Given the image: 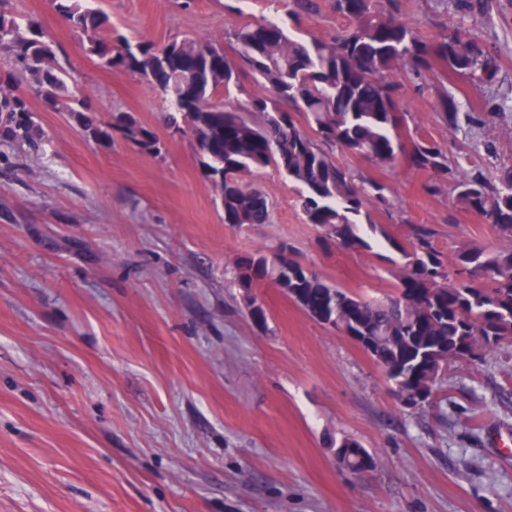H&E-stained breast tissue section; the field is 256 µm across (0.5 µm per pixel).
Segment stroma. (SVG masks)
<instances>
[{"label":"stroma","instance_id":"35a3bbf8","mask_svg":"<svg viewBox=\"0 0 512 512\" xmlns=\"http://www.w3.org/2000/svg\"><path fill=\"white\" fill-rule=\"evenodd\" d=\"M112 29L163 45L223 44L233 28L287 20L282 0H92ZM428 37L464 28L498 57L493 86L441 67L407 83L412 135L495 173L512 162V0L473 15L459 0H399ZM38 21L66 55L70 94L103 120L128 112L153 128L161 154L120 133L102 144L67 112L30 105L39 150L0 142V512H512V342L482 363H453L439 402L401 406L351 339L307 315L267 281L252 288L255 323L235 269L288 244L327 283L364 296L393 291L392 251H348L302 219L298 188L275 167L245 175L271 203L269 223L225 224L194 138L170 128L168 100L140 76L100 68L50 0H0ZM451 94L449 125L433 104ZM387 184L374 223L427 224L451 256L465 241L502 247L448 181L344 155ZM376 459L353 475L337 440Z\"/></svg>","mask_w":512,"mask_h":512}]
</instances>
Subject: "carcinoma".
Here are the masks:
<instances>
[{
    "instance_id": "cac0c4a2",
    "label": "carcinoma",
    "mask_w": 512,
    "mask_h": 512,
    "mask_svg": "<svg viewBox=\"0 0 512 512\" xmlns=\"http://www.w3.org/2000/svg\"><path fill=\"white\" fill-rule=\"evenodd\" d=\"M54 9L81 37L87 55L107 70L121 69L148 81L172 102L169 123L186 127L196 143L205 177L224 211V223L238 228L265 224L271 205L241 177L255 169L276 167L299 185L306 223L337 246L370 251L367 232L380 235L398 254L393 276L396 291L382 299L364 297L328 284L319 274L293 260L300 272L295 287L299 302L333 319L335 329L358 331L372 338L376 355L395 363L384 375L399 402L424 410L439 389L440 362L430 350L448 344V361L459 336H481L483 345L470 361H484L501 341L512 339V165L493 176L448 163L447 151L411 135L402 105V83L394 73H419L441 63L448 72L491 86L498 74L494 54L466 32H439L423 38L403 18L396 0H331L348 29L331 40L304 38L286 24L266 18L233 31L239 62L209 40L185 38L163 46L132 42L122 34L101 35L107 19L84 0H52ZM316 0H288V16L315 14ZM0 53L27 76L30 91L50 110H65L85 135L112 139L117 131L142 151L161 153L155 132L134 116L121 113L110 121L88 112L83 98L65 99L59 49L41 25H22L0 8ZM269 86L271 97L230 106L216 100L220 92L240 86L246 74ZM15 74L0 78V140L37 144L41 130ZM437 109L449 123L458 120L456 101L446 95ZM303 121H298V118ZM345 155L376 164L431 172L448 177L458 203L495 228L507 246L495 250L462 243L446 262L433 243V230L410 224L405 239L373 223L368 202L390 205V189L356 174L335 159ZM286 245L242 258L236 266L244 288L258 280L279 284L286 276L280 259ZM367 451L349 452L345 468L353 474L374 466Z\"/></svg>"
}]
</instances>
